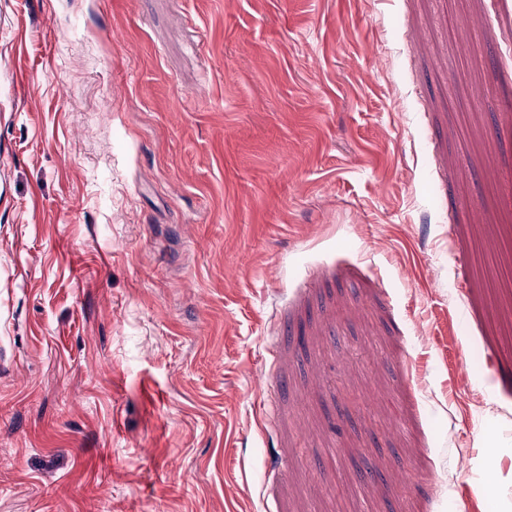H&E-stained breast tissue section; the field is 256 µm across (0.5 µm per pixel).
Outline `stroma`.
<instances>
[{"mask_svg": "<svg viewBox=\"0 0 512 512\" xmlns=\"http://www.w3.org/2000/svg\"><path fill=\"white\" fill-rule=\"evenodd\" d=\"M511 215L512 0H0V512H512Z\"/></svg>", "mask_w": 512, "mask_h": 512, "instance_id": "1", "label": "stroma"}]
</instances>
